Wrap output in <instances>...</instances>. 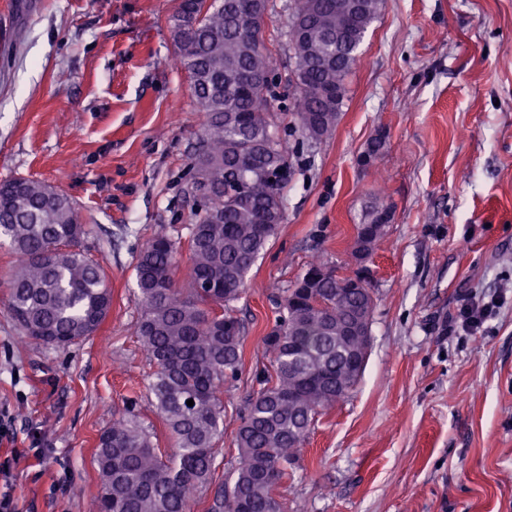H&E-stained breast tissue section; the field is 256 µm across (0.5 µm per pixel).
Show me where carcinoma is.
Masks as SVG:
<instances>
[{
    "label": "carcinoma",
    "mask_w": 512,
    "mask_h": 512,
    "mask_svg": "<svg viewBox=\"0 0 512 512\" xmlns=\"http://www.w3.org/2000/svg\"><path fill=\"white\" fill-rule=\"evenodd\" d=\"M296 0L288 26L295 67L294 132L308 145L337 125L366 33L381 0ZM268 0H184L172 15L177 60L205 112L192 164L196 222L189 225V286L176 278L181 238L154 234L135 265L141 301L136 336L155 370L149 384L175 450L159 453L131 408L98 437L97 512H190L212 484L215 443L224 432V384L244 365L246 326L233 303L285 219L284 190L294 172L275 128V93L259 82L274 59L258 40ZM257 78L247 92L237 77ZM392 208L374 201L355 225L354 253L385 235ZM84 235L71 199L37 180L0 183V243L20 257L8 282V306L26 335L64 350L94 335L112 306L100 263L81 249ZM336 268L309 265L287 289L262 338L270 367L235 436L232 483L216 492L214 512H288L279 492L316 416L347 398L358 381L337 336L356 314L372 323L370 287L343 288ZM194 405H187L188 400Z\"/></svg>",
    "instance_id": "cac0c4a2"
}]
</instances>
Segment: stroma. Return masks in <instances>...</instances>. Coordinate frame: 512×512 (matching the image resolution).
<instances>
[{
    "label": "stroma",
    "mask_w": 512,
    "mask_h": 512,
    "mask_svg": "<svg viewBox=\"0 0 512 512\" xmlns=\"http://www.w3.org/2000/svg\"><path fill=\"white\" fill-rule=\"evenodd\" d=\"M291 2L269 0L264 32L281 126L294 94ZM179 4L0 0V183L66 194L112 288L94 336L47 348L9 312L18 259L0 245V409L16 427L0 458H19L20 512H96L98 437L126 406L161 454L172 451L135 334V263L155 231L195 221L191 160L205 116L173 65ZM293 162L285 220L235 304L244 368L224 387L214 486L191 512H210L233 473L277 302L313 257L357 271L355 226L377 197L393 219L368 262L370 355L350 397L317 417L280 488L288 512H512V303L481 335L447 332L466 294H512V0H381L337 126ZM33 433L45 456L31 452Z\"/></svg>",
    "instance_id": "stroma-1"
}]
</instances>
